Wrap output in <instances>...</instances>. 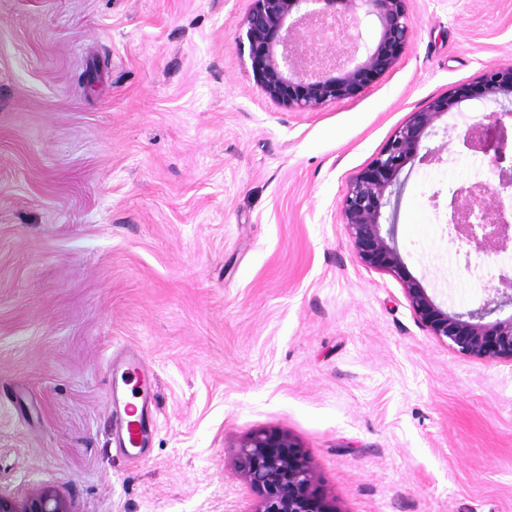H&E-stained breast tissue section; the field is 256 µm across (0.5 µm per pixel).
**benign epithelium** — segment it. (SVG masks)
Listing matches in <instances>:
<instances>
[{
	"label": "benign epithelium",
	"mask_w": 512,
	"mask_h": 512,
	"mask_svg": "<svg viewBox=\"0 0 512 512\" xmlns=\"http://www.w3.org/2000/svg\"><path fill=\"white\" fill-rule=\"evenodd\" d=\"M410 0H252L238 38L253 77L265 95L295 112H313L356 97L399 62L413 24ZM377 20L374 38L363 42V20ZM466 101L495 104L489 122H477L466 146L495 150L497 182L449 190L446 223L469 250L481 254L512 242V66L490 67L474 82L433 98L398 126L384 147L351 180L341 216L355 253L368 268L398 279L417 322L453 352L485 363L512 364V270L498 276L477 307L450 310L410 274L394 240L383 231L382 210L399 196L400 174L409 164L441 163L442 148L425 146L436 123ZM235 468L255 490L254 512H336L318 486L307 453L286 432L260 430L238 446ZM0 512H70L52 488L23 496L0 492Z\"/></svg>",
	"instance_id": "benign-epithelium-1"
}]
</instances>
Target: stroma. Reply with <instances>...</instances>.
<instances>
[{
    "instance_id": "1",
    "label": "stroma",
    "mask_w": 512,
    "mask_h": 512,
    "mask_svg": "<svg viewBox=\"0 0 512 512\" xmlns=\"http://www.w3.org/2000/svg\"><path fill=\"white\" fill-rule=\"evenodd\" d=\"M251 0H0V490L71 512H253L239 443L287 432L337 512H512V365L459 356L357 258L350 180L411 113L512 64V0H411L398 64L314 112L270 100L238 46ZM461 105L406 168L408 270L449 308L512 250L425 224L482 173ZM477 266L468 272L467 263ZM142 352L156 433L112 443L111 361Z\"/></svg>"
}]
</instances>
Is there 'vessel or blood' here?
<instances>
[{"mask_svg": "<svg viewBox=\"0 0 512 512\" xmlns=\"http://www.w3.org/2000/svg\"><path fill=\"white\" fill-rule=\"evenodd\" d=\"M126 373L134 375L138 387L139 401L125 407L115 431L114 442L121 451L149 447L154 428L152 423L153 396L149 381L150 366L143 355L130 353L118 362Z\"/></svg>", "mask_w": 512, "mask_h": 512, "instance_id": "b4317fda", "label": "vessel or blood"}]
</instances>
